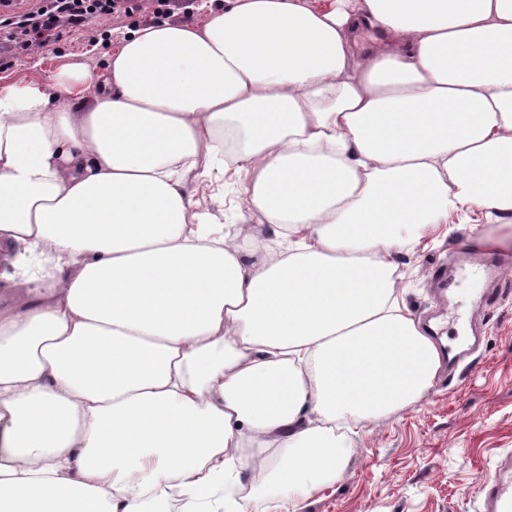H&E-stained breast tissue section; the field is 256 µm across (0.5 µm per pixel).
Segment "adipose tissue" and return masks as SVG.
I'll return each mask as SVG.
<instances>
[{"instance_id":"adipose-tissue-1","label":"adipose tissue","mask_w":512,"mask_h":512,"mask_svg":"<svg viewBox=\"0 0 512 512\" xmlns=\"http://www.w3.org/2000/svg\"><path fill=\"white\" fill-rule=\"evenodd\" d=\"M228 131L287 248L185 194ZM476 209L512 214V0H224L123 32L102 73L0 84V242L15 288L44 273L0 304V512H165L175 487L246 512L258 458L292 502L335 479L441 367L395 252Z\"/></svg>"}]
</instances>
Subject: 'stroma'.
I'll use <instances>...</instances> for the list:
<instances>
[{"label":"stroma","instance_id":"35a3bbf8","mask_svg":"<svg viewBox=\"0 0 512 512\" xmlns=\"http://www.w3.org/2000/svg\"><path fill=\"white\" fill-rule=\"evenodd\" d=\"M157 19L152 0H142L140 13L98 21L96 37L70 29L60 40L2 53L0 83L43 80L78 64L102 72L113 48L107 31ZM243 182L230 163L183 183L207 223L223 225L226 239L240 244L266 231L248 209ZM511 220L482 210L465 219L452 214L418 246L396 254L406 304L440 350L473 343L476 351L442 367L433 389L413 406L365 422L344 472L296 505L275 485L261 483L256 470H244L250 512H483L482 481L512 455V269L492 283L477 279L451 289L441 273L466 262L477 238Z\"/></svg>","mask_w":512,"mask_h":512}]
</instances>
